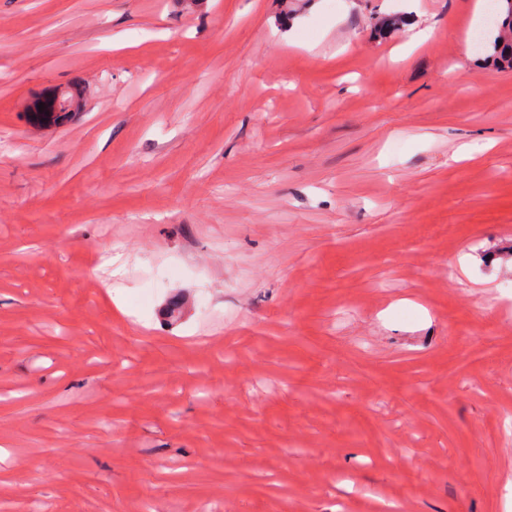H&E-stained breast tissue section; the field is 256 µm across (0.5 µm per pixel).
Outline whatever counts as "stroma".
<instances>
[{
  "label": "stroma",
  "mask_w": 512,
  "mask_h": 512,
  "mask_svg": "<svg viewBox=\"0 0 512 512\" xmlns=\"http://www.w3.org/2000/svg\"><path fill=\"white\" fill-rule=\"evenodd\" d=\"M476 3L0 0V512H512Z\"/></svg>",
  "instance_id": "obj_1"
}]
</instances>
